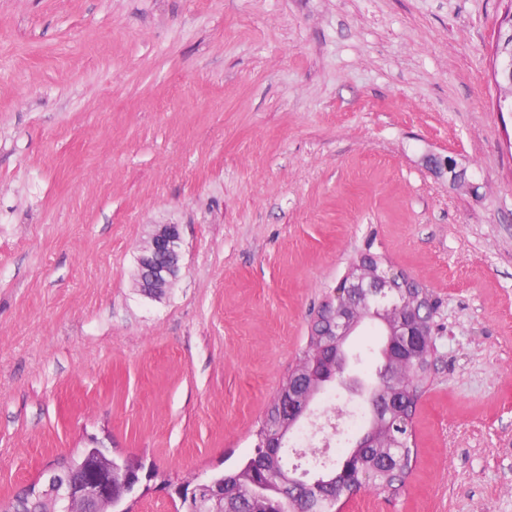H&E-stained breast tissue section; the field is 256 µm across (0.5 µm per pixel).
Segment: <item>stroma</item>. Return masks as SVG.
<instances>
[{"label":"stroma","instance_id":"stroma-1","mask_svg":"<svg viewBox=\"0 0 512 512\" xmlns=\"http://www.w3.org/2000/svg\"><path fill=\"white\" fill-rule=\"evenodd\" d=\"M506 4L0 0V498L93 437L177 482L250 457L368 251L440 331L406 484L350 512H512ZM158 224L183 245L153 299ZM493 81L497 112H512V8L503 11L494 46ZM181 250L180 225L158 224L137 258L138 287L143 293H153L150 296L160 295V288L169 287L177 279L180 273Z\"/></svg>","mask_w":512,"mask_h":512}]
</instances>
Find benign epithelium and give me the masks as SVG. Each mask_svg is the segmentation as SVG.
Segmentation results:
<instances>
[{
  "label": "benign epithelium",
  "mask_w": 512,
  "mask_h": 512,
  "mask_svg": "<svg viewBox=\"0 0 512 512\" xmlns=\"http://www.w3.org/2000/svg\"><path fill=\"white\" fill-rule=\"evenodd\" d=\"M493 81L497 89L496 111L512 112V9L503 11L494 46ZM182 231L178 224L155 227L137 258L138 287L143 293L160 294V289L172 284L180 273ZM329 314L315 316L312 324L322 326L325 336L332 337V352L327 366L336 384L347 391L362 395L359 378L349 373V360L343 343L366 318L380 321L387 329L389 340L380 371V379L367 400L375 421L390 415L397 401L383 384L399 382L402 373L422 356L435 354L436 302L429 289L415 278L383 263L378 256L363 253L357 264L347 269L336 287L325 297ZM314 393L301 385L288 398L281 418L285 427L276 429L280 439L286 430L294 429L306 416ZM112 491V477L96 473L95 479L70 483L59 497L57 512H75L77 507L98 508ZM197 512H223L220 494L213 491L195 502Z\"/></svg>",
  "instance_id": "benign-epithelium-1"
}]
</instances>
